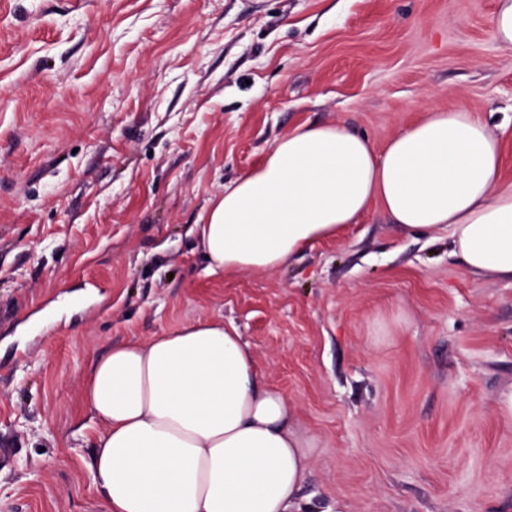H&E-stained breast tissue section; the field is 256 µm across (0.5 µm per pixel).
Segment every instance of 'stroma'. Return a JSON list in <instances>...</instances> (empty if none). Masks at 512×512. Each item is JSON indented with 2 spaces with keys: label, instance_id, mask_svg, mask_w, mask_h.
Returning a JSON list of instances; mask_svg holds the SVG:
<instances>
[{
  "label": "stroma",
  "instance_id": "35a3bbf8",
  "mask_svg": "<svg viewBox=\"0 0 512 512\" xmlns=\"http://www.w3.org/2000/svg\"><path fill=\"white\" fill-rule=\"evenodd\" d=\"M495 0H0V512H101L81 399L116 343L223 319L296 407L310 512H512V282L381 210L210 274V198L300 125L383 149L427 108L497 125Z\"/></svg>",
  "mask_w": 512,
  "mask_h": 512
}]
</instances>
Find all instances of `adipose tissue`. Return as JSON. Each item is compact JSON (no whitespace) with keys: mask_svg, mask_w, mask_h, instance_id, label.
Wrapping results in <instances>:
<instances>
[{"mask_svg":"<svg viewBox=\"0 0 512 512\" xmlns=\"http://www.w3.org/2000/svg\"><path fill=\"white\" fill-rule=\"evenodd\" d=\"M494 126L427 110L384 151L339 123L302 125L209 201V272L277 269L372 209L413 235L447 233L474 274L512 281V180ZM82 400L100 420L90 474L104 512H293L309 453L294 407L235 327L204 319L112 346Z\"/></svg>","mask_w":512,"mask_h":512,"instance_id":"1","label":"adipose tissue"}]
</instances>
